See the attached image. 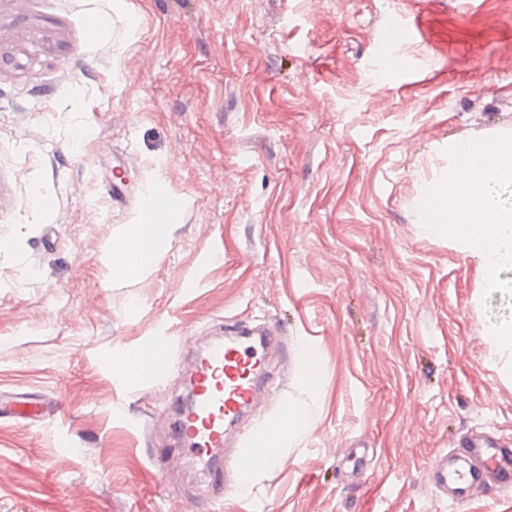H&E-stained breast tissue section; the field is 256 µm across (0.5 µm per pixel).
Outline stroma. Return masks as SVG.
<instances>
[{
  "mask_svg": "<svg viewBox=\"0 0 512 512\" xmlns=\"http://www.w3.org/2000/svg\"><path fill=\"white\" fill-rule=\"evenodd\" d=\"M505 134L512 0H0V392L58 406L0 418V512H512V489L456 503L425 476L472 429L512 438L485 338L512 296L425 231L449 142ZM158 184L180 202L162 258L113 280ZM234 324L277 328L278 366L314 347L321 374L275 372L237 467L282 403L308 425L220 495L156 461L191 353L163 381L112 364L162 326Z\"/></svg>",
  "mask_w": 512,
  "mask_h": 512,
  "instance_id": "1",
  "label": "stroma"
}]
</instances>
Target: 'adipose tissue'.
<instances>
[{
    "instance_id": "1",
    "label": "adipose tissue",
    "mask_w": 512,
    "mask_h": 512,
    "mask_svg": "<svg viewBox=\"0 0 512 512\" xmlns=\"http://www.w3.org/2000/svg\"><path fill=\"white\" fill-rule=\"evenodd\" d=\"M448 155L456 169L473 164L477 170L473 180L455 193L437 185L428 188L427 200L439 202L440 207L426 230L458 241L481 266L489 287L512 294V281L500 277L512 268V205L494 193L495 188L512 186V138L452 141ZM172 216L171 206L163 201L132 219L107 252L113 279L139 278L158 265L161 233Z\"/></svg>"
}]
</instances>
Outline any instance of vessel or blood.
<instances>
[{
	"label": "vessel or blood",
	"mask_w": 512,
	"mask_h": 512,
	"mask_svg": "<svg viewBox=\"0 0 512 512\" xmlns=\"http://www.w3.org/2000/svg\"><path fill=\"white\" fill-rule=\"evenodd\" d=\"M151 347L157 355L152 374L165 377L174 339L156 337ZM276 348V334L266 328L248 343L238 338L210 342L191 365L189 388L194 400L190 407L177 411L172 430L178 447L203 462L214 492H221L239 475L234 468L237 450L228 441L229 430L261 400L269 355ZM53 411V403L35 401L25 393L0 396V417L25 416L49 422ZM458 445L475 466L462 471L449 467L445 456L435 457L428 475L439 492L454 491L455 501L460 502L491 483L512 487V449L482 434L461 438Z\"/></svg>",
	"instance_id": "vessel-or-blood-1"
}]
</instances>
